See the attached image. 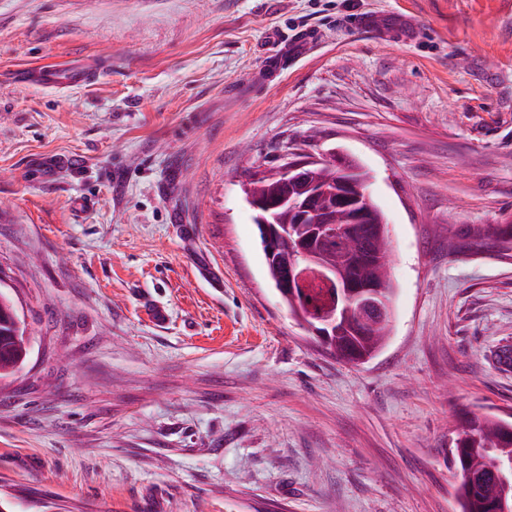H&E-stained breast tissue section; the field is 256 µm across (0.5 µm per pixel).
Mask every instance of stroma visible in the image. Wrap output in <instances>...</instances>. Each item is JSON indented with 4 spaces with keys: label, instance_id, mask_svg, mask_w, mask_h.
I'll list each match as a JSON object with an SVG mask.
<instances>
[{
    "label": "stroma",
    "instance_id": "1",
    "mask_svg": "<svg viewBox=\"0 0 512 512\" xmlns=\"http://www.w3.org/2000/svg\"><path fill=\"white\" fill-rule=\"evenodd\" d=\"M306 28L272 71L269 33ZM81 58L108 64L85 87L18 78ZM296 150L355 159L387 222L360 366L288 312L244 199ZM511 221L512 0H0V290L29 347L0 512H459L460 418L512 421V256L448 230ZM351 25L355 28H361L372 31L377 34L388 35L392 33H398L402 38L409 42L417 41L420 37L416 36V30L407 31L404 29H387L384 28L379 20L377 13H364L359 14L356 18L351 20Z\"/></svg>",
    "mask_w": 512,
    "mask_h": 512
}]
</instances>
